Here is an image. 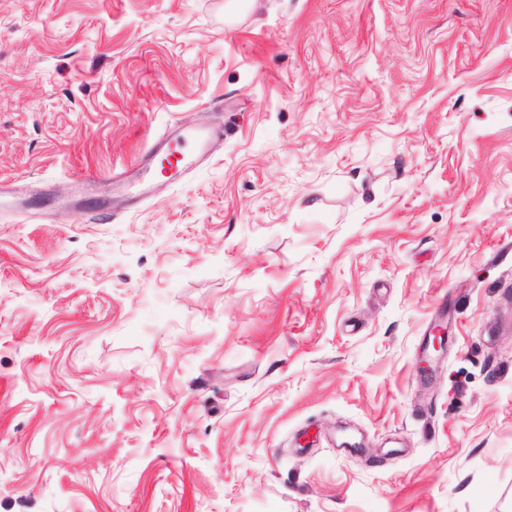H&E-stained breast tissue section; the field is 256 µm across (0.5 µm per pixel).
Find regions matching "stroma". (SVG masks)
I'll use <instances>...</instances> for the list:
<instances>
[{"label":"stroma","instance_id":"1","mask_svg":"<svg viewBox=\"0 0 512 512\" xmlns=\"http://www.w3.org/2000/svg\"><path fill=\"white\" fill-rule=\"evenodd\" d=\"M0 512H512V0H0Z\"/></svg>","mask_w":512,"mask_h":512}]
</instances>
